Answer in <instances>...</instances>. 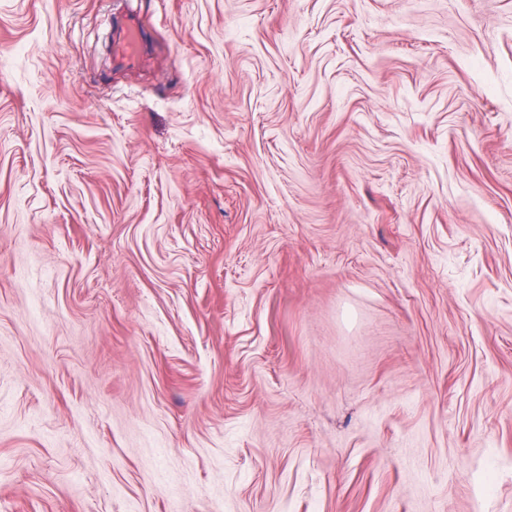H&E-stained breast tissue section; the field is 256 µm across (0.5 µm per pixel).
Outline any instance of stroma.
Masks as SVG:
<instances>
[{"mask_svg":"<svg viewBox=\"0 0 512 512\" xmlns=\"http://www.w3.org/2000/svg\"><path fill=\"white\" fill-rule=\"evenodd\" d=\"M0 512H512V0H0ZM142 36L135 15H128L120 29V34L113 49L119 62L127 67H134L141 59Z\"/></svg>","mask_w":512,"mask_h":512,"instance_id":"stroma-1","label":"stroma"}]
</instances>
